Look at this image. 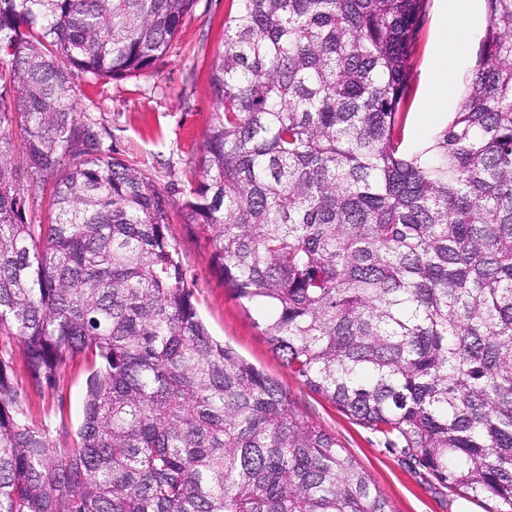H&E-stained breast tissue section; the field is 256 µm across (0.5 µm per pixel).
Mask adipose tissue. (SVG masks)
Masks as SVG:
<instances>
[{"mask_svg": "<svg viewBox=\"0 0 512 512\" xmlns=\"http://www.w3.org/2000/svg\"><path fill=\"white\" fill-rule=\"evenodd\" d=\"M480 18V0H440L436 50L428 69L419 126L436 124L448 110L457 74Z\"/></svg>", "mask_w": 512, "mask_h": 512, "instance_id": "adipose-tissue-1", "label": "adipose tissue"}]
</instances>
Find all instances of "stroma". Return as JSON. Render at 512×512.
I'll return each instance as SVG.
<instances>
[{
	"instance_id": "obj_1",
	"label": "stroma",
	"mask_w": 512,
	"mask_h": 512,
	"mask_svg": "<svg viewBox=\"0 0 512 512\" xmlns=\"http://www.w3.org/2000/svg\"><path fill=\"white\" fill-rule=\"evenodd\" d=\"M237 0H197L167 55L152 73L124 80L82 79L76 103L90 113L104 133V143L120 157L136 162L156 184L182 200L191 168L198 166L203 143L217 111L209 87L213 59L224 51V22L236 12ZM439 0H426L417 52L411 61L413 93L404 142L421 150L430 139L417 131L420 109L436 42ZM177 242L193 285L197 308L210 334L233 347L249 363L279 383L295 410L334 435L363 467L386 499L390 512H494L489 499L461 497L439 484L429 471L384 436L345 416L336 406L293 376L282 356L268 344L260 313L224 286L214 270L207 232L193 224L174 223ZM0 354L10 357L18 392L33 422L51 431L76 434L84 415L88 377L83 358L68 361L55 387L34 389L16 339L0 335Z\"/></svg>"
}]
</instances>
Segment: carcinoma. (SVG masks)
I'll return each instance as SVG.
<instances>
[{"label": "carcinoma", "instance_id": "1", "mask_svg": "<svg viewBox=\"0 0 512 512\" xmlns=\"http://www.w3.org/2000/svg\"><path fill=\"white\" fill-rule=\"evenodd\" d=\"M238 2L178 203L76 92L149 73L195 0H0V335L37 389L88 364L83 422L56 441L0 357V512H389L210 336L176 221L209 233L224 287L313 392L512 512V0H485L464 103L418 152L425 0Z\"/></svg>", "mask_w": 512, "mask_h": 512}]
</instances>
